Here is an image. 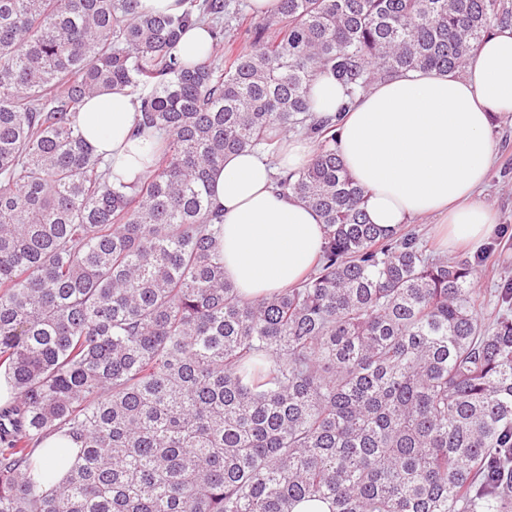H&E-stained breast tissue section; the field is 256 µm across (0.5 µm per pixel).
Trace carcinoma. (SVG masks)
Instances as JSON below:
<instances>
[{
	"mask_svg": "<svg viewBox=\"0 0 512 512\" xmlns=\"http://www.w3.org/2000/svg\"><path fill=\"white\" fill-rule=\"evenodd\" d=\"M183 2L0 0V512H512V315L485 321L476 262L367 222L310 111L321 70L351 94L462 72L512 0H280L246 51L224 42L231 0ZM116 87L150 163L130 183L76 122ZM277 130L318 141L276 186L324 243L306 280L244 300L211 173ZM211 38L207 29L201 26L191 27L179 42V53L183 60L194 61L203 57L209 48Z\"/></svg>",
	"mask_w": 512,
	"mask_h": 512,
	"instance_id": "1",
	"label": "carcinoma"
}]
</instances>
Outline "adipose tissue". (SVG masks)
<instances>
[{"instance_id": "adipose-tissue-1", "label": "adipose tissue", "mask_w": 512, "mask_h": 512, "mask_svg": "<svg viewBox=\"0 0 512 512\" xmlns=\"http://www.w3.org/2000/svg\"><path fill=\"white\" fill-rule=\"evenodd\" d=\"M312 99L315 115L339 119L338 154L366 192L369 223L393 228L436 216L448 249L489 236L496 218L479 196L494 154L491 122L512 115V28L487 36L464 73L403 71L352 97L322 71ZM137 108L133 95L113 89L91 96L78 117L87 145L126 181L146 171L133 135ZM275 146L270 157L225 155L210 181L224 214V276L251 300L302 280L324 242L318 214L274 184L277 173L306 167L315 143L282 136Z\"/></svg>"}]
</instances>
